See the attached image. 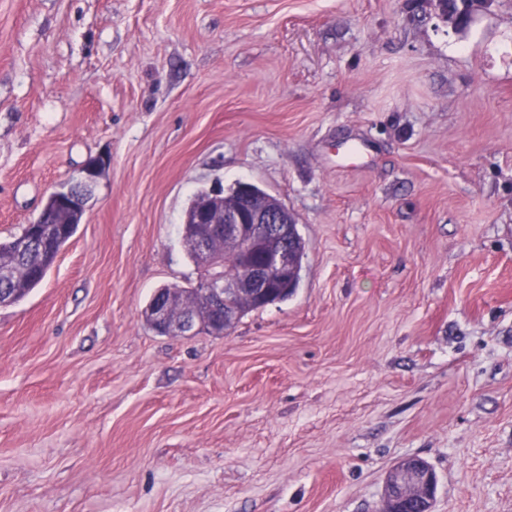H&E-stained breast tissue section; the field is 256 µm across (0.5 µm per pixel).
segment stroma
<instances>
[{"instance_id":"35a3bbf8","label":"stroma","mask_w":512,"mask_h":512,"mask_svg":"<svg viewBox=\"0 0 512 512\" xmlns=\"http://www.w3.org/2000/svg\"><path fill=\"white\" fill-rule=\"evenodd\" d=\"M106 153L82 224L0 306V512H512V0H0V239ZM306 243L227 334L141 311L197 283L203 188ZM437 477L424 460L408 458L396 463L385 478L382 512H401L405 500H416L418 512H432Z\"/></svg>"}]
</instances>
